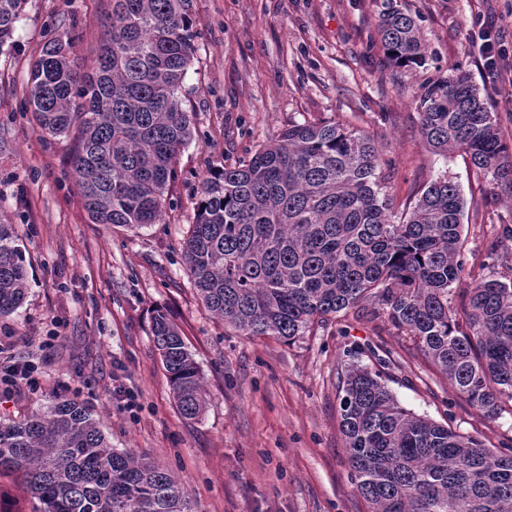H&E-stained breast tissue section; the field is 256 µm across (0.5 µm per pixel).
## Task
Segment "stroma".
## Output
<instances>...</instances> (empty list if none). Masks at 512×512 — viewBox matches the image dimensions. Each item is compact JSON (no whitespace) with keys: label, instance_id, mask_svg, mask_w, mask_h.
Returning a JSON list of instances; mask_svg holds the SVG:
<instances>
[{"label":"stroma","instance_id":"obj_1","mask_svg":"<svg viewBox=\"0 0 512 512\" xmlns=\"http://www.w3.org/2000/svg\"><path fill=\"white\" fill-rule=\"evenodd\" d=\"M383 0H194L199 51L184 80L193 138L180 152L162 223L128 230L92 223L72 170L74 141L42 133L26 106L29 71L45 41L71 39L70 60L93 72L112 0H29L13 45L0 48V220L25 251L24 305L0 318V365L39 367L37 387H0V418L50 396L77 399L113 447L149 454L181 479L193 512H369L341 431L343 375L380 372L400 405L483 441L512 448V403L485 418L424 357L413 336L374 318L369 302L285 340L244 336L204 307L182 246L212 167L248 159L304 121L335 120L381 149L398 202L445 176L465 201V269L490 244L508 263L512 191L464 153H436L419 133L424 88L452 67L471 73L512 147V87L484 67L483 34L512 67V0H396L427 49L422 65L390 61L378 24ZM180 328L204 376L196 420L178 409L151 333L155 310ZM133 392L136 411L120 391Z\"/></svg>","mask_w":512,"mask_h":512}]
</instances>
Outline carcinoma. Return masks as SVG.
Returning <instances> with one entry per match:
<instances>
[{"label": "carcinoma", "mask_w": 512, "mask_h": 512, "mask_svg": "<svg viewBox=\"0 0 512 512\" xmlns=\"http://www.w3.org/2000/svg\"><path fill=\"white\" fill-rule=\"evenodd\" d=\"M27 0H0V48L13 43ZM194 0H112L92 74L74 70L69 42L45 43L29 105L43 132L75 133L73 175L95 224L163 220L176 159L192 139L182 85L197 50ZM385 48L402 63L426 51L415 19L380 13ZM420 134L436 152L462 151L512 190V153L471 74L454 69L419 97ZM465 202L448 178L399 208L368 134L336 121L295 123L237 166L201 182L183 242L207 310L245 336L292 340L372 301L371 312L418 339L424 354L488 418L512 401V281L464 273ZM25 256L0 223V317L24 304ZM151 333L180 412L205 409L203 377L178 326L158 309ZM341 428L351 478L371 512H512V455L418 416L380 373L347 369ZM26 485L36 512H192L181 481L149 456L112 447L92 411L54 395L19 420L0 419V474Z\"/></svg>", "instance_id": "carcinoma-1"}]
</instances>
